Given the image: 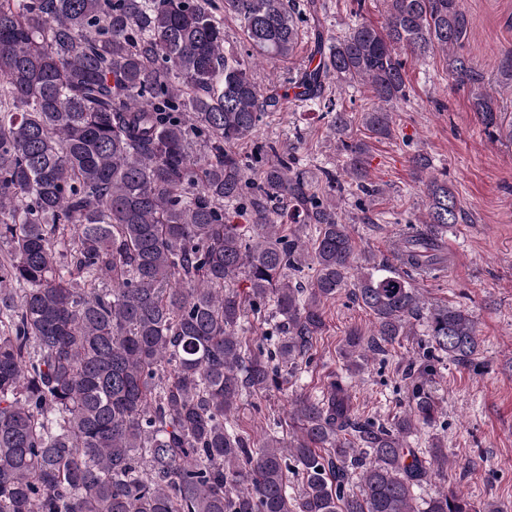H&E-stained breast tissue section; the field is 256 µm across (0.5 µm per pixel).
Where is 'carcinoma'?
Instances as JSON below:
<instances>
[{
  "mask_svg": "<svg viewBox=\"0 0 512 512\" xmlns=\"http://www.w3.org/2000/svg\"><path fill=\"white\" fill-rule=\"evenodd\" d=\"M382 2L383 28L356 20L334 38L321 0H224L244 36L235 52L213 0H0V512H472L445 488L418 505L427 464L448 454L439 438L426 459L406 444L436 422L434 362L480 347L472 313L413 284L444 268L457 196L412 155L421 219L394 261L359 258L337 198L354 190L366 211L378 189L329 89L366 87L361 124L389 139L404 56L442 53L494 137L512 56L487 85L460 53V0ZM307 29V64L285 87L328 118L341 173L321 171L322 194L295 146L236 150L280 102L252 66L292 59ZM307 270V287L292 282ZM347 288L374 325L368 344L347 333V375L291 400L288 437L241 430L243 399L297 373L323 304ZM250 312L277 341L246 336ZM417 319L430 350L407 364L408 409L358 419L357 359Z\"/></svg>",
  "mask_w": 512,
  "mask_h": 512,
  "instance_id": "1",
  "label": "carcinoma"
}]
</instances>
